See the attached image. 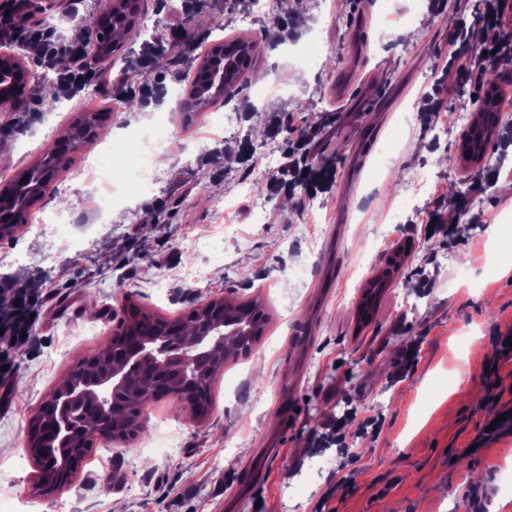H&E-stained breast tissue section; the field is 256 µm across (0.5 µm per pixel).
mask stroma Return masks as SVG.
Wrapping results in <instances>:
<instances>
[{
	"mask_svg": "<svg viewBox=\"0 0 512 512\" xmlns=\"http://www.w3.org/2000/svg\"><path fill=\"white\" fill-rule=\"evenodd\" d=\"M476 0H316L295 53L266 49L241 81L257 112L237 127L207 133L225 112L217 103L182 108L177 83L158 67L170 95L164 106L129 111L112 90L57 92L31 55L20 96L38 100L35 119L2 130L0 190L19 167L47 160L87 111L102 129L71 154L29 214L61 212L59 224H26L0 237V285L25 286L38 304L29 338L0 370V512H494L500 472L512 471V434L468 450L489 412L512 409V146L488 144L481 168L466 167L458 145L475 113L467 80L447 95L449 54L476 59L481 39L460 45L449 19ZM156 30L188 26L192 39L216 44L269 40L259 24L226 22L211 12L186 19L180 7L144 0ZM412 36L395 39L398 28ZM350 72L347 95L335 79ZM309 100L303 119L313 136L312 169L335 175L291 207L269 192L262 221L240 186L271 182L260 153L274 115ZM448 113V141L434 139L435 111ZM155 126L163 146L155 181L129 194L121 216L105 221L84 209L95 184L82 169L100 157L112 130ZM248 141L247 160L224 167L225 143ZM432 170L427 191L414 174ZM455 212L456 243L426 229ZM390 283L361 317L369 280ZM256 299L269 314L249 352L228 358L212 403L196 415L167 395L144 404L141 433L95 444L59 487L39 483L27 433L40 407L83 359L109 342L130 307L170 321L210 301ZM419 349L411 367L401 355ZM351 414L346 457L332 424ZM329 459L316 472L314 460Z\"/></svg>",
	"mask_w": 512,
	"mask_h": 512,
	"instance_id": "1",
	"label": "stroma"
}]
</instances>
